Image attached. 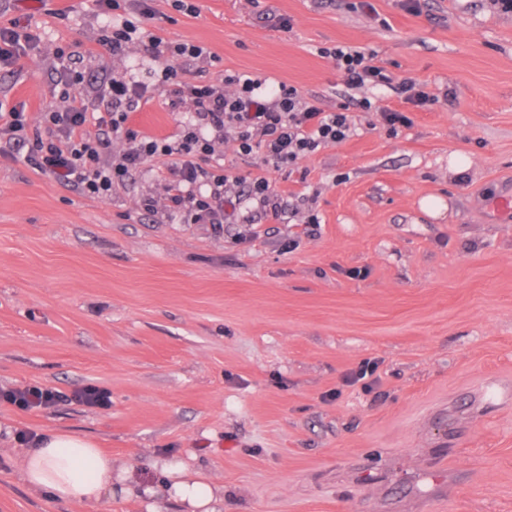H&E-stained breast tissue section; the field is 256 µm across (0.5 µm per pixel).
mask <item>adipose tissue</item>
I'll list each match as a JSON object with an SVG mask.
<instances>
[{
  "mask_svg": "<svg viewBox=\"0 0 512 512\" xmlns=\"http://www.w3.org/2000/svg\"><path fill=\"white\" fill-rule=\"evenodd\" d=\"M19 472L33 490L61 500H78L99 508L114 494L128 495L136 488L126 464L112 459L88 439L62 433L39 437L21 453ZM165 491L187 512H224V487L200 473L189 472L179 461L161 463Z\"/></svg>",
  "mask_w": 512,
  "mask_h": 512,
  "instance_id": "ef3b65f1",
  "label": "adipose tissue"
}]
</instances>
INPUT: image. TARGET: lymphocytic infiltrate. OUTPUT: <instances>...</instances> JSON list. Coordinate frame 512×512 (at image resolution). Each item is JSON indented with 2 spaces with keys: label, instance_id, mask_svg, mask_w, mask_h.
Returning a JSON list of instances; mask_svg holds the SVG:
<instances>
[{
  "label": "lymphocytic infiltrate",
  "instance_id": "lymphocytic-infiltrate-1",
  "mask_svg": "<svg viewBox=\"0 0 512 512\" xmlns=\"http://www.w3.org/2000/svg\"><path fill=\"white\" fill-rule=\"evenodd\" d=\"M126 7L127 18L109 25L101 43L117 54L131 42H143L151 57L162 62L152 81H102L95 93L106 109L94 112L78 90L82 74L63 71L59 96L65 107L42 114L41 132H30L23 104L0 111V139L25 143V162L57 183L104 199L132 172L147 170L164 181L166 209L183 223L229 224L236 212L229 191L237 177L219 162L218 144L233 142L244 158L262 149L265 165L285 172L320 147L343 142L352 134L347 106L325 111L283 82L269 88L261 77L236 72L225 74L219 85L184 82L182 62L204 57L203 47L145 33V24L155 16L151 0H131ZM37 40V34L20 22L0 25V66H18ZM329 55L349 89L390 84L413 106L422 108L433 101L424 84L412 78L392 81L364 51L338 46ZM164 89L171 93V110L187 106L196 118L175 140L146 134L130 123L131 114ZM92 125L97 134H89ZM116 141L123 148L114 156L110 148Z\"/></svg>",
  "mask_w": 512,
  "mask_h": 512
}]
</instances>
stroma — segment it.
<instances>
[{
    "mask_svg": "<svg viewBox=\"0 0 512 512\" xmlns=\"http://www.w3.org/2000/svg\"><path fill=\"white\" fill-rule=\"evenodd\" d=\"M191 17L153 0L147 28L198 44L189 81L247 72L286 82L325 111L349 95L352 135L266 171L262 151L224 165L269 175L271 215L240 186L234 224H182L151 173L106 199L0 159V512H91L29 488L17 454L54 431L92 439L134 480L178 459L224 486V512H512V12L491 0H193ZM39 36L0 68V102L31 120L58 107L62 69L92 89L148 78L141 43L113 55L96 0H0V23ZM373 53L425 84L417 108L387 86L350 92L320 48ZM169 92L132 116L173 136L190 112ZM406 112L389 134L382 109ZM468 160L462 172L451 163ZM443 202L435 213L421 203ZM318 223H308L309 214ZM375 365L372 387L348 378ZM59 399L27 408L25 388Z\"/></svg>",
    "mask_w": 512,
    "mask_h": 512,
    "instance_id": "1",
    "label": "stroma"
}]
</instances>
